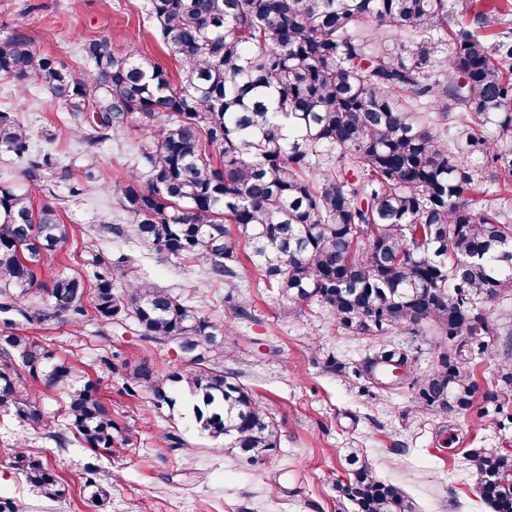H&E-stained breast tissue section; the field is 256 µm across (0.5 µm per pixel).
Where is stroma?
<instances>
[{"instance_id": "1", "label": "stroma", "mask_w": 512, "mask_h": 512, "mask_svg": "<svg viewBox=\"0 0 512 512\" xmlns=\"http://www.w3.org/2000/svg\"><path fill=\"white\" fill-rule=\"evenodd\" d=\"M144 3L0 0V46L20 29L43 53L81 73L88 66L84 43L104 37L115 53L139 52L178 75L179 65L143 20ZM0 111L14 113L26 127L31 151H49L60 164H70L77 143L69 135L67 113L47 89L35 82L20 88L0 77ZM152 145L131 124L102 143L94 161L109 179L122 178L140 150ZM69 188L65 181L52 187L69 230L58 270L90 276L86 260L93 250L128 256L147 280L227 327L224 344L232 356L224 368L269 409L280 445L262 463L249 465L225 453L223 441L201 434L184 405L155 408L149 394L128 396L115 375L105 379L102 393L129 444L103 461L112 489L102 510H95L83 487L89 452L78 440L59 448L0 414V496L12 498L20 512H343L326 475L345 477L346 458L355 449L367 455L380 479L404 490L412 512H490L475 495L464 455L472 448L512 452V427L417 414L406 387L376 396L361 392L357 383L326 372L322 362L332 353L357 365L379 340L338 331L328 311L315 304L287 312L277 289L260 280L251 262H244L232 288L208 282L197 263L159 259L137 238L97 236L99 225L127 223V215L105 191L74 196ZM241 303L247 306L243 315L236 311ZM35 335L83 371L111 352L131 365L147 358L172 371L181 364L171 346L93 323L79 331L55 324ZM169 432L182 438V447L162 442ZM20 441L51 464L68 488L65 498L50 501L22 480L10 456Z\"/></svg>"}]
</instances>
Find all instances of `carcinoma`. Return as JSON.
<instances>
[{"mask_svg": "<svg viewBox=\"0 0 512 512\" xmlns=\"http://www.w3.org/2000/svg\"><path fill=\"white\" fill-rule=\"evenodd\" d=\"M146 18L182 67L179 81L106 38L84 45L90 68L77 75L24 38L0 47V75L31 81L68 112L70 133L94 149L129 123L154 138L138 167L110 185L89 167L74 196L101 188L161 260L197 261L208 280L235 287L242 246L292 311L327 309L358 336L436 337L431 371H408L415 412L464 415L477 386L471 364L512 336L482 309L512 299V31L492 40L448 24V0H148ZM27 129L0 112V150L25 164L26 188L0 185V412L38 429L57 447L79 439L92 453L84 487L105 505L112 481L100 459L128 438L101 398V380L76 388L78 369L20 332L90 319L170 343L188 336L203 354L163 373L99 359L122 372L125 392L156 407L183 395L198 431L224 439L249 460L279 447L278 425L231 372L219 329L168 290L145 280L128 257L125 288L110 262L92 256V276L42 279L66 239L51 202L34 204L59 163L30 152ZM499 198L486 199L485 183ZM407 350L382 348L361 367L334 355L323 368L381 393L385 373ZM65 395L61 414L42 396ZM494 425L512 419V362L482 392ZM479 497L512 512V453L466 452ZM13 464L50 499L66 496L48 463L17 445ZM344 479H332L354 512H411L403 491L378 480L354 451Z\"/></svg>", "mask_w": 512, "mask_h": 512, "instance_id": "obj_1", "label": "carcinoma"}]
</instances>
